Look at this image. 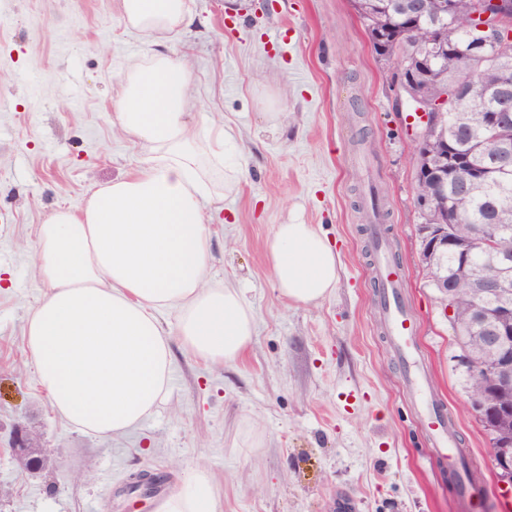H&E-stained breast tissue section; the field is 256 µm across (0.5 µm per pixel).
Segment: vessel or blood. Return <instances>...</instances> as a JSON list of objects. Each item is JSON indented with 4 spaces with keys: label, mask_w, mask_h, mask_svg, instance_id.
Masks as SVG:
<instances>
[{
    "label": "vessel or blood",
    "mask_w": 512,
    "mask_h": 512,
    "mask_svg": "<svg viewBox=\"0 0 512 512\" xmlns=\"http://www.w3.org/2000/svg\"><path fill=\"white\" fill-rule=\"evenodd\" d=\"M374 261L381 321L403 363L406 386L416 396L429 436L440 450H450L454 446L455 430L446 411L430 397L428 379L417 362V327L404 302L401 274L384 249L375 251Z\"/></svg>",
    "instance_id": "obj_1"
}]
</instances>
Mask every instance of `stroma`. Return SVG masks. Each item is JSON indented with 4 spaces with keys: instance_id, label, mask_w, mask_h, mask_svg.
Segmentation results:
<instances>
[{
    "instance_id": "stroma-1",
    "label": "stroma",
    "mask_w": 512,
    "mask_h": 512,
    "mask_svg": "<svg viewBox=\"0 0 512 512\" xmlns=\"http://www.w3.org/2000/svg\"><path fill=\"white\" fill-rule=\"evenodd\" d=\"M188 2L190 25L161 48L193 67L190 124L234 130L238 176L212 215L209 278L244 289L256 334L223 365L173 345L166 400L125 435L87 434L53 412L24 339L45 294L37 230L136 170L139 148L112 129L115 77L159 47L125 29L120 0H0V512H157V499L130 491L133 477L161 471L174 491L195 466L213 478L217 512H464L379 319L371 180L434 395L484 512H505L454 331L420 263L398 63L372 52L353 0ZM294 223L315 225L340 257L324 301L288 302L268 271L275 225ZM18 423L50 450L37 475L6 451Z\"/></svg>"
}]
</instances>
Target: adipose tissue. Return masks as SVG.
Returning a JSON list of instances; mask_svg holds the SVG:
<instances>
[{"label": "adipose tissue", "mask_w": 512, "mask_h": 512, "mask_svg": "<svg viewBox=\"0 0 512 512\" xmlns=\"http://www.w3.org/2000/svg\"><path fill=\"white\" fill-rule=\"evenodd\" d=\"M127 29L163 44L182 32L187 0H121ZM116 83L112 126L141 148L134 174L62 208L38 228L36 266L46 294L25 330L27 351L53 411L98 435H123L165 399L172 340L198 359H240L256 333L241 289L208 282V205L232 186L228 125L192 131L193 71L158 51ZM223 180H216V173ZM266 259L278 292L295 304L330 297L339 259L311 224L276 225ZM177 313V333L158 315ZM159 512H216L212 476L188 469Z\"/></svg>", "instance_id": "ef3b65f1"}]
</instances>
